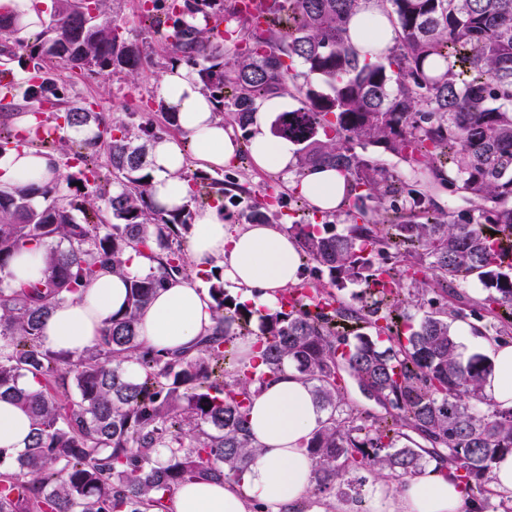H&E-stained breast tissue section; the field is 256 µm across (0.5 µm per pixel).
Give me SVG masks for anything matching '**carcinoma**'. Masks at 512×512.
Returning <instances> with one entry per match:
<instances>
[{"instance_id":"obj_1","label":"carcinoma","mask_w":512,"mask_h":512,"mask_svg":"<svg viewBox=\"0 0 512 512\" xmlns=\"http://www.w3.org/2000/svg\"><path fill=\"white\" fill-rule=\"evenodd\" d=\"M84 2L54 0L49 19L25 37L0 13V35L26 55L31 103L62 100L59 68L141 69L142 53L114 24L108 0H94L93 27ZM240 2L171 3L157 18L163 50L196 69L218 116L245 138L257 100L294 99L273 133L299 145L295 177L317 164L344 174L348 209L338 213L348 224L339 232L330 219L298 225L300 282L282 294L298 295L294 306H241L214 273L213 330L189 350H154L138 334V316L166 279L189 276L183 240L192 225L191 209L166 211L150 195L148 151L161 130L79 103L22 138L1 122L0 153L65 151L82 163V186L66 177L0 188V283L19 250L45 247L40 279L0 287V398L33 426L14 465L0 452V512H170L183 483L240 484L258 457L252 397L287 366L326 412L307 444L315 495L336 496L362 471L401 482L434 462L454 469L484 509L488 474L512 453V408L482 394L491 361L463 356L448 318L465 314L447 303L448 291L476 277L484 296L472 305L490 316L496 338L512 334V0H380L397 36L375 61L360 59L348 39L360 0H253L262 24ZM217 20L233 46L214 39ZM89 124L99 129L91 140L49 132ZM101 155L115 193L89 163ZM382 155L406 165L413 182ZM190 186L192 203L212 193L236 199L208 175L194 174ZM444 191L463 207L442 208ZM280 218L264 202L245 211L251 224ZM130 250L156 261V271L130 274ZM106 268L128 277L124 309L78 355L48 347L50 314ZM350 285L362 287L355 303L340 294ZM425 303L435 309L408 324L409 308ZM247 336L252 357L238 346ZM343 371L385 413L351 405Z\"/></svg>"}]
</instances>
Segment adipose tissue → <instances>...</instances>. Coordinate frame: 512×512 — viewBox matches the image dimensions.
Listing matches in <instances>:
<instances>
[{
  "instance_id": "adipose-tissue-1",
  "label": "adipose tissue",
  "mask_w": 512,
  "mask_h": 512,
  "mask_svg": "<svg viewBox=\"0 0 512 512\" xmlns=\"http://www.w3.org/2000/svg\"><path fill=\"white\" fill-rule=\"evenodd\" d=\"M351 41L361 56L375 57L392 46L395 29L379 0H361L350 22ZM160 95L180 129L181 138L163 136L150 147L151 194L159 207L173 210L190 200L183 177L187 167L213 171L236 162L240 144L215 115L216 105L202 94L196 76L178 68L160 83ZM294 104L279 95L255 102L249 148L254 165L292 177L296 146L272 135L270 122ZM196 147L186 156L183 140ZM60 177L49 156L27 149L0 155V187L47 184ZM315 212L329 214L339 207L345 179L333 168L315 166L294 185ZM299 246L275 224H232L222 202L196 209L186 254L197 271L219 270L224 282L238 292L239 304L251 309L276 307L282 292L300 279ZM124 278L105 271L81 296L60 305L45 326L46 344L55 350L78 353L91 347L113 313L126 300ZM215 312L206 288L175 277L158 288L141 314L138 330L147 346L180 351L212 331ZM457 330L466 344H475L492 362L482 380L485 396L502 408L512 407V345L477 334L469 324ZM323 412L309 385L293 369L285 371L254 396L251 433L261 450L243 473L242 491L230 485L201 480L187 484L172 496V512H251L261 503L265 512H327L325 501L310 498L313 462L306 442L318 428ZM31 429L28 415L12 400L0 399V452L16 455L24 450ZM467 502L449 470L396 483L376 481L368 512H464Z\"/></svg>"
}]
</instances>
